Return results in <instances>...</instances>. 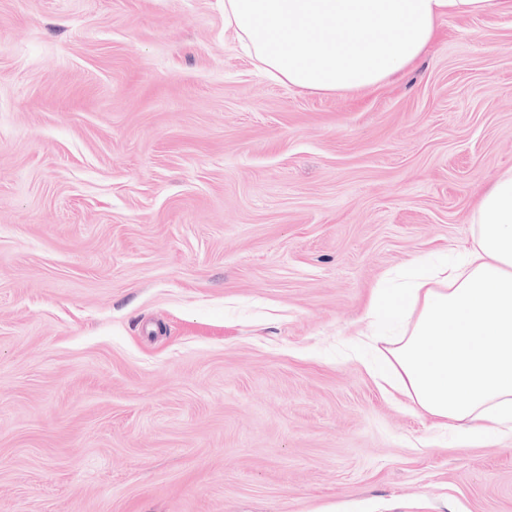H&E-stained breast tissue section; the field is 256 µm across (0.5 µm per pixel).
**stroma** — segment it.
<instances>
[{
	"instance_id": "obj_1",
	"label": "stroma",
	"mask_w": 512,
	"mask_h": 512,
	"mask_svg": "<svg viewBox=\"0 0 512 512\" xmlns=\"http://www.w3.org/2000/svg\"><path fill=\"white\" fill-rule=\"evenodd\" d=\"M509 168L511 13L311 93L223 0H0V512H512L354 337Z\"/></svg>"
}]
</instances>
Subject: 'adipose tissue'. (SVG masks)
I'll use <instances>...</instances> for the list:
<instances>
[{
    "label": "adipose tissue",
    "mask_w": 512,
    "mask_h": 512,
    "mask_svg": "<svg viewBox=\"0 0 512 512\" xmlns=\"http://www.w3.org/2000/svg\"><path fill=\"white\" fill-rule=\"evenodd\" d=\"M512 0H224V27L271 79L312 92L370 88L406 70L445 17ZM473 244L374 289L369 314L398 322L384 381L436 426L482 439L512 425V169L478 199Z\"/></svg>",
    "instance_id": "1"
}]
</instances>
